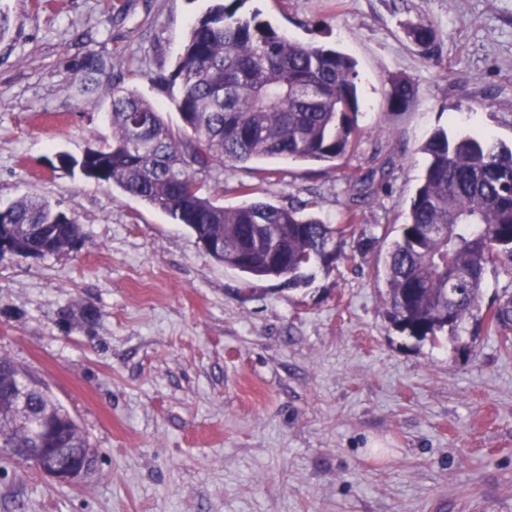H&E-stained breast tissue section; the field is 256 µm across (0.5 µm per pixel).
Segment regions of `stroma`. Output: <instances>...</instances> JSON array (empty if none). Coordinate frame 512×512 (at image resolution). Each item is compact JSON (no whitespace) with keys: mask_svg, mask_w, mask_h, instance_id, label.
Returning a JSON list of instances; mask_svg holds the SVG:
<instances>
[{"mask_svg":"<svg viewBox=\"0 0 512 512\" xmlns=\"http://www.w3.org/2000/svg\"><path fill=\"white\" fill-rule=\"evenodd\" d=\"M209 6L0 0V205L37 192L82 228L72 249L0 259V355L45 383L98 454L74 487L0 470V512H512V349L471 320L436 343L401 330L384 270L433 132L477 126L512 147V0H246L359 72L356 152L262 160L260 198L342 224L348 173L394 158L336 260L294 291L224 267L166 213L57 161L112 138L108 94L77 98L71 59L95 52L179 124L151 77L174 70ZM419 19L436 59L405 34ZM397 76L419 88L401 113L385 107ZM406 35L420 49L424 58L432 59L438 55L440 43L437 32L430 22L419 19L409 24Z\"/></svg>","mask_w":512,"mask_h":512,"instance_id":"stroma-1","label":"stroma"}]
</instances>
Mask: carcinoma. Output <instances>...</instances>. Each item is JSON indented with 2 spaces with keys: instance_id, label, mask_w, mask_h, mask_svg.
Here are the masks:
<instances>
[{
  "instance_id": "obj_1",
  "label": "carcinoma",
  "mask_w": 512,
  "mask_h": 512,
  "mask_svg": "<svg viewBox=\"0 0 512 512\" xmlns=\"http://www.w3.org/2000/svg\"><path fill=\"white\" fill-rule=\"evenodd\" d=\"M244 0H214L189 29L176 69L151 81L179 86L174 105L182 124L169 126L163 112L132 90L114 83L94 53L73 59L85 80L79 94L112 89V141L62 164L79 168L98 186L117 187L159 209L196 237L221 243L213 259L254 280H275L296 289L308 283L305 270L332 260L333 240L352 228L329 224L304 207L279 206L254 197L255 185H240L249 200L235 207L219 191L204 192L206 178L226 167L264 158L330 162L359 143V73L347 54L327 45L292 41L266 21L237 15ZM407 37L427 59L440 50L433 25L409 24ZM418 86L391 80L390 112L415 103ZM427 165L415 192L401 239L385 256L386 304L392 320L411 335L438 339L473 319L504 346L512 337V299L481 307L488 264L512 268V148L486 132L451 139L434 133L420 148ZM354 198L372 193L373 176L348 174ZM448 228V239L432 234ZM13 255L41 258L74 247L81 228L65 211L34 195L0 208V239ZM25 396L27 429L17 426L12 398ZM87 448L70 413L30 374L0 356V462L27 466L10 449Z\"/></svg>"
}]
</instances>
